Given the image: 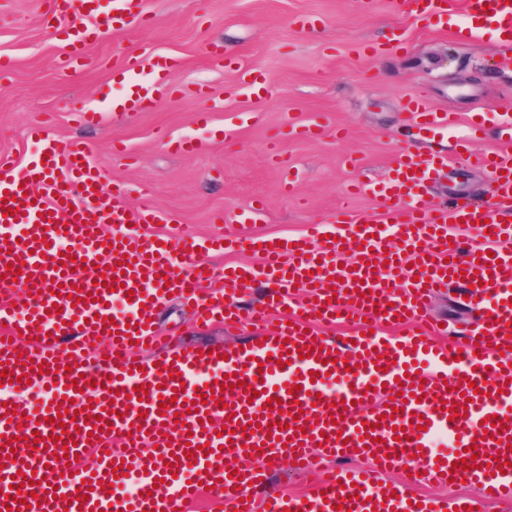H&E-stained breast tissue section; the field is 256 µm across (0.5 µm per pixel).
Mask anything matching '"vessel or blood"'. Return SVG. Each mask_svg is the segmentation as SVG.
<instances>
[{"mask_svg": "<svg viewBox=\"0 0 512 512\" xmlns=\"http://www.w3.org/2000/svg\"><path fill=\"white\" fill-rule=\"evenodd\" d=\"M409 14L434 25L454 24V35L475 41L495 32L512 44V0H402ZM46 20L59 21L70 50V70L87 60L89 39L125 17L142 15V0H44ZM256 99L273 93L251 64L226 57ZM149 67L120 108L143 112L175 92L176 63L160 55L128 58L119 68L130 78ZM403 110L418 135L447 131L450 113L431 109L417 95ZM41 148L24 173L0 160V371L15 374L0 406V512H186L206 488L220 489L225 512H370L382 475L406 469L408 484L395 485L390 512H479V504L512 501V115L500 125L494 150L472 153L485 169L492 196L482 206H445L426 197L452 162L447 152L401 149L388 180L355 184L372 196L382 217L348 220L337 241L321 248L320 230L250 240L260 266L225 271L219 287L200 257L220 251V239L199 240L145 233L161 222L150 201L133 208L121 186L105 190L101 170L85 146L49 138L44 126L29 130ZM122 226L119 234L105 225ZM24 226L16 236V226ZM476 228L481 244L459 237ZM188 257L179 266L171 254ZM355 254L354 265L338 255ZM102 266L101 284L82 267ZM343 281L332 289L330 278ZM273 289L262 306L240 310L236 298L254 282ZM465 288L481 305L478 323L461 344H441L444 330L427 317V301L448 284ZM24 288V308L13 307L12 288ZM84 296L76 300L73 288ZM192 306L202 322L256 324L250 342L220 354L187 348L143 361L140 350L161 345L152 320L167 295ZM280 312L270 325L271 312ZM346 326L343 339L326 327ZM105 339V362L87 363L90 343ZM44 392L39 410L22 399ZM223 398L217 406L215 398ZM280 399L279 408L268 402ZM459 415H452L456 404ZM450 450L436 454V433ZM472 469L460 462L468 447ZM94 448L93 468L67 473L55 458ZM366 456L368 467L315 468L304 493L253 495L266 476L264 462L288 458ZM135 492L113 495L127 469ZM25 475L28 486L17 477ZM435 478L478 485V498L454 504H411L408 485Z\"/></svg>", "mask_w": 512, "mask_h": 512, "instance_id": "b4317fda", "label": "vessel or blood"}]
</instances>
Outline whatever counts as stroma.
Masks as SVG:
<instances>
[{"label":"stroma","instance_id":"obj_1","mask_svg":"<svg viewBox=\"0 0 512 512\" xmlns=\"http://www.w3.org/2000/svg\"><path fill=\"white\" fill-rule=\"evenodd\" d=\"M150 20L117 27L89 49L85 66L61 72L62 41L48 37L43 0H0V55L13 64L0 74V157L24 172L38 150L26 138L44 122L50 138L79 139L106 182H119L130 204L149 198L172 216L153 224L158 234L205 239L238 231L257 237L299 235L313 224L335 234L339 209L375 214L368 195L348 186L386 176L404 144L450 149L473 112L488 120L512 114V48L486 33L476 42L406 16L394 0H145ZM255 66L273 88L258 101L236 90V76L211 55L214 46ZM178 57L181 92L150 112H116L130 93L112 82L126 55ZM426 94L432 107L455 113L447 135L421 140L405 126L403 99ZM102 112V122L79 125V109ZM209 111L200 128L196 115ZM321 121L318 137L288 135L289 124ZM202 142L194 155L171 150L169 140ZM360 158V168L346 164ZM459 190L489 197L486 171L453 162L428 190L434 201ZM260 209L257 221L219 223V212ZM432 319L456 334L471 319L458 287L430 303ZM155 328L171 347H234L250 341L248 324H200L174 297L157 308Z\"/></svg>","mask_w":512,"mask_h":512}]
</instances>
